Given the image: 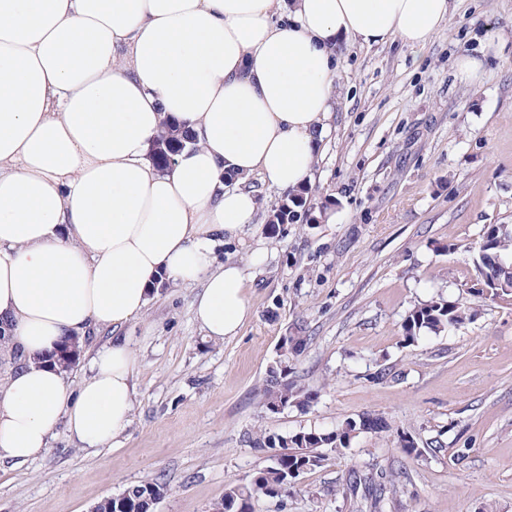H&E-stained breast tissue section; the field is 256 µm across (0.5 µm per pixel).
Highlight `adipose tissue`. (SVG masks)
I'll list each match as a JSON object with an SVG mask.
<instances>
[{
	"instance_id": "obj_1",
	"label": "adipose tissue",
	"mask_w": 512,
	"mask_h": 512,
	"mask_svg": "<svg viewBox=\"0 0 512 512\" xmlns=\"http://www.w3.org/2000/svg\"><path fill=\"white\" fill-rule=\"evenodd\" d=\"M0 0V320L22 358L0 385V462L58 426L84 448L126 428L137 361L117 338L70 390L48 360L69 338L141 317L159 288L203 281L213 341L250 314L243 267L214 266L252 224L254 191L312 183L343 43L421 48L449 0ZM190 130L168 169L149 158ZM193 141L190 133L177 123H171L168 132L159 137L154 143L150 158L160 168H168L175 163V158ZM170 159H172L170 161ZM170 162V165H169Z\"/></svg>"
}]
</instances>
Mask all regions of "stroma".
Returning <instances> with one entry per match:
<instances>
[{
    "label": "stroma",
    "instance_id": "35a3bbf8",
    "mask_svg": "<svg viewBox=\"0 0 512 512\" xmlns=\"http://www.w3.org/2000/svg\"><path fill=\"white\" fill-rule=\"evenodd\" d=\"M450 7L423 49L389 40L343 53L299 221L271 228L285 193L248 178L255 222L215 254L247 271L251 311L238 334L206 338L199 284L153 294L118 332L137 359L127 429L112 447L82 448L61 426L44 455L0 463V512H89L155 478L166 492L153 512H209L267 466L247 436L332 431L365 414L389 431L323 449L320 465L256 512H372L347 488L354 469L396 474L382 512H512V301L478 294L470 260L488 225L512 227V0ZM463 55L481 60L478 84L458 74ZM437 296L470 319L406 343V313ZM287 334L307 338L294 367L316 398L273 414L261 389ZM384 365L394 377L374 380ZM403 433L441 449L406 462Z\"/></svg>",
    "mask_w": 512,
    "mask_h": 512
}]
</instances>
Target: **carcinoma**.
I'll use <instances>...</instances> for the list:
<instances>
[{"label": "carcinoma", "mask_w": 512, "mask_h": 512, "mask_svg": "<svg viewBox=\"0 0 512 512\" xmlns=\"http://www.w3.org/2000/svg\"><path fill=\"white\" fill-rule=\"evenodd\" d=\"M192 136L177 123L169 125L168 132L154 143L150 158L160 167L169 166L191 143ZM310 190L301 188L289 194L286 200L271 215L269 223L290 224L298 214L306 209ZM477 276L485 285L481 293L491 300L512 298V229L492 226L485 231L477 252L473 257ZM470 317L469 310L462 304H453L442 298L431 299L410 309L405 315L402 328L407 344L415 342L421 333L439 335L461 324ZM307 341L305 336H284L278 358L267 370L262 394V407L272 412L287 407H305L313 400V394L304 389L298 381L290 377L291 361L302 351ZM83 341L75 339L63 344L55 358L70 368L78 360ZM368 416L344 421L332 431L302 428L287 435L260 433L249 438L254 448L273 450L270 464L257 471L242 483L228 486L224 497L211 504L210 512H254L255 503L263 499H273L288 491L291 481L300 473L310 470L322 461L319 449L331 448L343 451L351 446L354 438L361 433L379 435L389 431L386 418L376 416V423L367 424ZM399 447L404 457L418 459L423 455L413 438L399 436ZM372 491L374 504H379L387 490L389 481L375 479L367 474L353 473L349 477V488L356 491L361 485ZM166 490L159 479L145 481L126 487L122 493L109 496L96 503V512H152L153 495Z\"/></svg>", "instance_id": "cac0c4a2"}]
</instances>
